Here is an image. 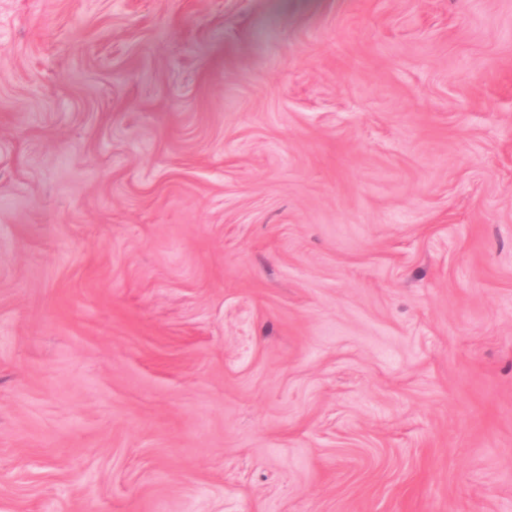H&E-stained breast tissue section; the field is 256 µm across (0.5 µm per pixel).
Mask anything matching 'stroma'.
<instances>
[{"label": "stroma", "instance_id": "obj_1", "mask_svg": "<svg viewBox=\"0 0 512 512\" xmlns=\"http://www.w3.org/2000/svg\"><path fill=\"white\" fill-rule=\"evenodd\" d=\"M0 512H512V0H0Z\"/></svg>", "mask_w": 512, "mask_h": 512}]
</instances>
